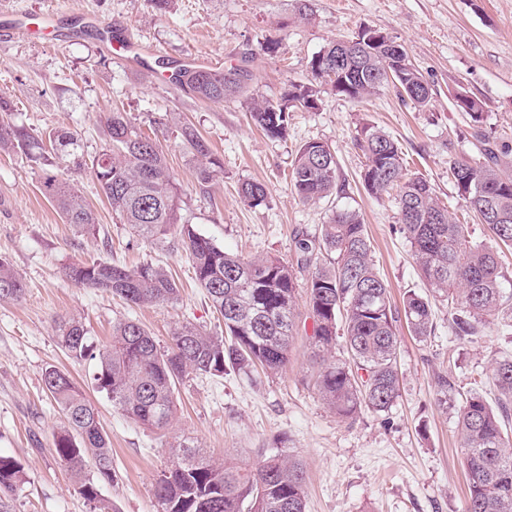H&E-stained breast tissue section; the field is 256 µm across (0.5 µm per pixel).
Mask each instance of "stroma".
<instances>
[{"label": "stroma", "mask_w": 512, "mask_h": 512, "mask_svg": "<svg viewBox=\"0 0 512 512\" xmlns=\"http://www.w3.org/2000/svg\"><path fill=\"white\" fill-rule=\"evenodd\" d=\"M74 10L111 25L113 35L156 45L157 54L137 66L115 59L95 33L73 24ZM51 12L62 15L53 34L0 39V99L11 105L9 121L38 133L65 128L79 143L74 158L61 151L43 159L0 151V258L26 284L23 299L0 300V452L16 458L26 475L14 512H93L53 452L64 418L44 389L51 366L67 372L99 411L112 444L113 480L101 487L112 512H159L155 481L168 464L170 444L186 437L219 462L250 464L254 449H286L306 470V512H464L457 410L474 387L496 402L498 391L485 377L496 359L512 356L511 326H488L461 343L450 334L447 304H434L427 340L399 331L397 401L387 413L366 411L352 424L319 397L303 330L283 371L184 377L171 425L156 430L126 418L91 389L92 364L68 357L56 322L77 317L106 345L114 324L133 319L163 346L178 325L214 331L222 323L195 282L178 235L144 242L120 223L100 190L90 159L108 148L106 119L116 110L156 138L180 188L182 220L224 250L295 263V233L319 234L332 210L349 208L362 218L392 304L410 290L426 293L400 229L395 193L375 196L361 182L357 139L366 125L390 134L408 174L429 181L452 221L467 225L471 241H488L487 227L448 174L451 158L476 157L481 149L454 94L464 91L483 102V132L504 147L500 163L512 175V0H308L303 15L298 0H172L165 10L150 0H0V13L12 17ZM365 27L406 48L432 89L426 108L405 104L391 87L353 100L322 82L318 110H292L286 138L270 139L254 125V102L281 101L290 85L311 81L312 58L330 41L355 37ZM190 55L211 59L216 71H244L243 93L215 103L173 85L169 69L184 66ZM185 125L221 162L203 187L196 180L202 159L181 137ZM310 141L328 144L337 162V193L315 204L302 203L290 181L296 153ZM48 161L93 208V231L64 223L42 195ZM246 182L265 186V204L242 201ZM93 260L163 267L180 295L168 304L135 306L64 279L65 265ZM440 373L451 383L444 407L435 400Z\"/></svg>", "instance_id": "obj_1"}]
</instances>
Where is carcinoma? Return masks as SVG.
Masks as SVG:
<instances>
[{"label":"carcinoma","instance_id":"1","mask_svg":"<svg viewBox=\"0 0 512 512\" xmlns=\"http://www.w3.org/2000/svg\"><path fill=\"white\" fill-rule=\"evenodd\" d=\"M327 56L311 61L314 78L333 84L336 92L353 99L393 86L402 101L424 108L431 89L411 62L379 45L363 42L341 50L336 42L323 49ZM392 72L396 83L378 76ZM172 80L186 85L197 97L222 101L240 92L239 70L207 68L178 70ZM457 108L474 125L483 123L484 104L465 92L455 94ZM318 109L311 84H294L280 103L253 107L252 118L264 133L283 139L289 109ZM112 151L91 159L98 184L112 212L144 241L170 232L180 236L197 284L224 321V330L207 332L191 323L175 329L160 346L139 323L125 320L112 328V341L99 345L75 317L57 322L60 346L74 361L96 362L90 378L94 389L127 418L150 428L166 429L176 410V382L189 375L220 377L230 367L245 374L260 366L272 372L286 367L290 345L298 330L295 308L296 270H310L308 280L312 334L311 358L318 365L316 387L321 399L341 420L353 423L367 409L387 412L399 397L397 371L398 323L424 341L433 332L431 300L448 303L449 328L459 342L495 321L512 323V289L498 261L501 246H512V176L498 167L496 144L485 140L484 161L452 159L449 173L469 207L491 233V242L473 244L467 225L448 219V209L436 199L430 183L405 174L403 152L390 135L365 128L358 139L365 157L364 188L375 196L398 189L396 197L402 231L410 242L421 276L432 298L414 291L396 308L386 283L371 259V243L360 215L351 209L333 211L320 235L295 238L297 267L275 258H248L225 251L181 222L176 183L156 140L138 133L121 112L106 123ZM181 136L207 162L198 170L200 184L209 183L216 162L194 129ZM60 150L76 145L63 128L47 133ZM43 137L23 126L0 123V150L40 148ZM291 182L304 202H320L336 190L335 152L325 143L310 141L299 148ZM43 194L66 223L80 231L94 229L96 217L73 186L55 170H44ZM240 194L251 206L266 200L264 185L242 184ZM67 279L84 288L112 292L138 305L170 303L179 296L175 279L146 264L129 271L104 261L72 263ZM26 285L5 259H0V300H21ZM343 339L351 360L332 357L337 338ZM500 391L497 407L477 392L458 409V428L467 470L465 512H512V440L503 423L512 416V357L495 362L488 376ZM43 384L65 419L55 437L54 452L79 480L78 491L96 512H109L101 499V484L112 481V448L95 405L70 375L54 366L45 370ZM259 462L249 470L213 462L187 439L171 448V460L158 475L154 495L160 512H305L306 480L301 462L281 448L258 449ZM24 481L23 467L0 454V512H13V495Z\"/></svg>","mask_w":512,"mask_h":512}]
</instances>
